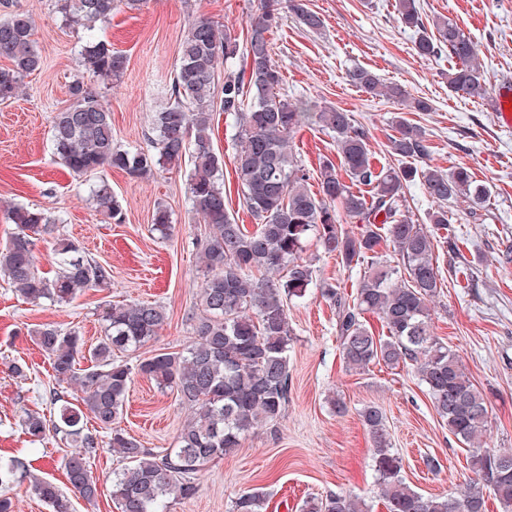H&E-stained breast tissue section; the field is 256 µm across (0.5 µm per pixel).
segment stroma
Here are the masks:
<instances>
[{"label":"stroma","mask_w":512,"mask_h":512,"mask_svg":"<svg viewBox=\"0 0 512 512\" xmlns=\"http://www.w3.org/2000/svg\"><path fill=\"white\" fill-rule=\"evenodd\" d=\"M305 2L321 17L320 29H308L287 14L271 35L273 60L289 96L307 100L317 111L349 112L367 131L378 167L398 166L389 145L397 118L406 116L429 144L418 166L444 172L464 166L491 188L480 210L465 198L449 204L445 225L429 223L436 204L421 185L407 189L406 206L427 226L443 278L432 305L433 330L460 356L488 403V447L512 448V262L502 260L503 250L512 246V131L497 124L486 101L449 87L455 61L448 52L429 59L416 54L417 35L398 22L395 0ZM257 5V0H143L138 10L114 14L100 33L126 56L127 71L97 89L111 113L116 141L127 147L145 144L150 115L162 104L177 63L188 14L208 17L242 38ZM416 5L425 25L445 18L475 41L492 84L512 78V0H416ZM15 12L31 18L43 67L24 78L17 98L0 103V248L16 230L4 204L40 207L62 217L61 234L79 244L84 256L112 267L110 285L55 306L30 304L0 279V457L26 458L32 473L63 488L69 445L52 438L32 441L20 425L25 410L52 408L53 372L32 340L33 330L51 324L79 332L94 345L104 334L106 306L149 301L163 305L168 319L156 340L127 354V361L182 351L194 338L192 317L203 273L193 242L204 227L189 200L186 161L147 177L105 169L102 176L121 204L124 221L112 223L95 208L85 185L55 161L51 150L52 116L69 104V86L82 74L81 43L62 23L55 0H0V18ZM356 67L426 98L430 111L406 114L395 100L360 91L348 80ZM213 127L214 144L224 156L226 208L237 223L253 227L233 165L234 121L217 112ZM294 150L313 173L320 160L337 156L333 136L315 125L297 133ZM160 205L169 210L173 225L165 239L152 229ZM304 256L318 286L327 282L354 293L359 267L344 265L313 240ZM318 286L289 305L291 393L284 418L213 462L200 474L195 497L177 504L174 512H231L236 495L248 489L265 493L264 512H300L307 498L330 492L361 496L372 512H386L372 442L358 415L371 404L386 415L391 446L403 458L411 488L425 495L451 493L470 477L469 450L444 426L412 368L380 363L360 373L346 370L336 307ZM17 361L24 363V375L13 372ZM335 393L348 407L344 415L330 403ZM186 416L175 390L157 388L138 375L121 426L160 451L175 446ZM120 465L105 449L91 458L101 494L92 504L75 500V512H118L112 472Z\"/></svg>","instance_id":"obj_1"}]
</instances>
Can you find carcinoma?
I'll return each mask as SVG.
<instances>
[{
  "mask_svg": "<svg viewBox=\"0 0 512 512\" xmlns=\"http://www.w3.org/2000/svg\"><path fill=\"white\" fill-rule=\"evenodd\" d=\"M141 3L56 0V11L66 25L87 34L80 66L91 77L104 82L123 77L126 56L99 38L95 29L120 9L135 10ZM286 11L309 29L322 25L304 0H259L243 41L209 18L190 16L168 100L152 113L144 147L118 144L112 138L110 112L96 89L82 78L72 81L71 103L52 117L51 149L74 175L88 178L110 167L143 177L191 157L189 199L208 226V234L196 243L206 272L199 286L200 313L195 338L182 351L155 353L135 365L117 359L116 353L136 351L156 338L167 319L166 309L157 303L109 305L101 317L105 336L89 349L75 331L50 324L34 330L33 341L48 356L56 384L73 386L80 396L72 403L52 391V401L58 404L56 423L27 412L22 427L36 441L59 435L77 451L66 457V491L32 475L20 458L0 460V486L24 474L50 512H75L73 498L91 504L100 495L89 460L104 443L128 463L112 474V499L120 512H172L174 505L193 498L199 490L198 476L210 463L233 453L285 414L292 340L288 301L305 297L318 285L312 265L302 257L313 238L348 265L375 255L351 297L331 284L318 285L336 306V332L346 368L364 372L377 363L412 367L448 432L472 449L469 466L475 479L470 485L453 494H421L405 483L403 459L389 447L385 414L375 405L363 407L360 417L372 440L378 490L387 512H486L485 486L503 512H512V448L484 446L487 403L459 356L435 336L430 302L441 282L434 244L404 205L405 189L417 181L439 203L429 222L446 224L449 201L465 197L481 204L490 188L474 180L466 167L443 173L409 163L378 171L367 132L354 125L349 113L337 108L313 112L305 102L288 97L270 39ZM397 11L401 24L417 32L419 56L434 57L446 47L459 61L448 74L451 88L481 100L493 97L477 45L457 24L438 19L434 31H428L416 0H397ZM2 58L10 62V67H0V102H7L19 94L24 77L43 65L27 15L13 13L0 19ZM348 77L362 91L396 99L409 112L430 110L427 101L384 84L368 69L356 68ZM217 110L234 120L233 164L244 206L258 220L252 231L237 223L224 203V155L215 149L212 133ZM313 124L334 135L339 160L320 162L316 192L310 188V170L292 148L300 128ZM396 126L391 153L404 160L425 156L422 130L402 116ZM345 176L372 187L371 199L353 192ZM90 192L99 211L116 224L123 222L122 208L107 181H97ZM342 214L363 226L359 235L343 229ZM7 215L16 232L0 249V274L29 303H68L81 292L112 282L110 265L84 258L79 246L66 238L57 239L56 271L53 277L46 276L37 266L34 241L52 235L62 219L23 206L8 208ZM152 224L153 230L168 234L171 218L166 207L156 208ZM384 237L402 265L393 266L377 255ZM367 314L377 316L386 336L367 327ZM86 354L91 366L77 368ZM136 375L175 389L188 410L176 447L146 448L120 426ZM90 418L95 422L92 428L87 426ZM264 501L258 491H243L234 498L232 512H262ZM302 512L371 510L363 498L329 493L304 501Z\"/></svg>",
  "mask_w": 512,
  "mask_h": 512,
  "instance_id": "obj_1",
  "label": "carcinoma"
}]
</instances>
